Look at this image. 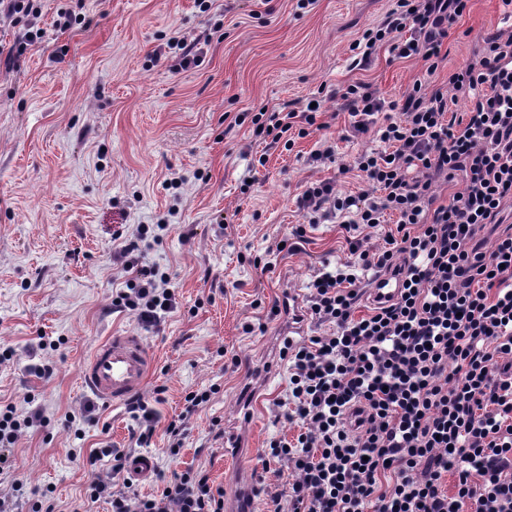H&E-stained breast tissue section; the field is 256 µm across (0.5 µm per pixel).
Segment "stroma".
I'll return each instance as SVG.
<instances>
[{
	"label": "stroma",
	"instance_id": "35a3bbf8",
	"mask_svg": "<svg viewBox=\"0 0 512 512\" xmlns=\"http://www.w3.org/2000/svg\"><path fill=\"white\" fill-rule=\"evenodd\" d=\"M296 3L213 0L203 13L196 0H40L39 17L0 25L6 46L29 27L43 31L14 64H0V343L17 351L0 363V402L34 396L47 419L11 449L14 466L0 471V491L19 475L28 490H51L56 512H109L104 501H87L90 468L72 456L107 444L152 457L151 471L130 466L123 474L143 496L161 489L160 474L193 468L231 502L250 472L261 490L251 512H262L265 493L280 485L258 452L298 429L282 417L287 362L277 361L269 383L255 381L288 330L269 310L286 292L307 297L315 267L348 257L340 225H304L296 197L317 180L342 194L362 187L356 174L340 175L339 164L311 163L321 141L335 143L339 163L380 142L350 137L348 111L331 101L327 129L297 139L293 150L269 149L259 166L251 118L267 103L300 110L320 86L355 81L397 100L426 76L422 62L384 49L368 68L351 66L350 44L382 21L389 0H317L304 10ZM62 10L93 23L59 28ZM497 29L512 30V8L471 0L449 30L444 67L426 76L431 85L471 62L481 35ZM175 31L206 36L199 66L177 68L167 46ZM236 115L243 124L233 123ZM174 178L179 187H170ZM247 179L253 185L244 195ZM140 224L170 227L141 252L176 275L178 307L157 330L112 306L120 287L112 233L130 237ZM263 262L271 271L260 270ZM247 322L254 333H243ZM126 331L139 333L155 358L142 396L159 421L146 449L126 406L96 402L82 384L92 349ZM43 336L65 340L39 355L53 367L47 379L26 370ZM214 384L219 393L188 420L179 455L168 457L166 427L186 393ZM89 405L97 422L75 440L68 418ZM232 431L242 446L230 452L224 436Z\"/></svg>",
	"mask_w": 512,
	"mask_h": 512
}]
</instances>
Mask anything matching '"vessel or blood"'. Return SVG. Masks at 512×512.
I'll return each mask as SVG.
<instances>
[{
	"instance_id": "obj_1",
	"label": "vessel or blood",
	"mask_w": 512,
	"mask_h": 512,
	"mask_svg": "<svg viewBox=\"0 0 512 512\" xmlns=\"http://www.w3.org/2000/svg\"><path fill=\"white\" fill-rule=\"evenodd\" d=\"M402 276L394 270H378L368 283L377 305L392 303L401 288ZM154 364L151 350L134 332L107 337L98 344L82 371L88 391L108 406H118L143 389Z\"/></svg>"
}]
</instances>
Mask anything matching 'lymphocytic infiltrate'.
<instances>
[{"label":"lymphocytic infiltrate","mask_w":512,"mask_h":512,"mask_svg":"<svg viewBox=\"0 0 512 512\" xmlns=\"http://www.w3.org/2000/svg\"><path fill=\"white\" fill-rule=\"evenodd\" d=\"M469 4L393 0L384 21L353 41L357 65L384 48L435 74L447 59L448 30ZM330 98L349 112L352 135L374 133L382 147L347 165L322 143L312 162L357 170L364 188L340 195L316 181L297 198L307 223L340 222L350 257L341 271L321 266L310 276L305 316L325 334L281 349L285 417L300 431L259 453L264 470L285 465L294 474L267 512H281L284 499L292 512H364L369 504L374 512H512V231L488 247L480 237L512 207V35L486 33L477 60L450 71L445 87L418 80L389 101L354 82L300 112L261 107L253 134L292 150L296 138L325 129ZM461 98L467 110L459 115L451 106ZM458 178L462 191L439 202L437 188ZM369 229L380 231L381 246L364 247ZM156 231L138 225L128 243L114 234L124 286L112 303L150 328L177 307L169 270L136 254ZM391 267L403 278L398 299L359 312L363 272ZM354 412L361 419L353 428ZM44 421L30 397L0 409V466ZM128 460L108 446L86 458L90 497L111 512H224L223 489L202 470L172 473L152 496L122 489L116 479ZM104 461L108 469L98 470Z\"/></svg>","instance_id":"lymphocytic-infiltrate-1"}]
</instances>
